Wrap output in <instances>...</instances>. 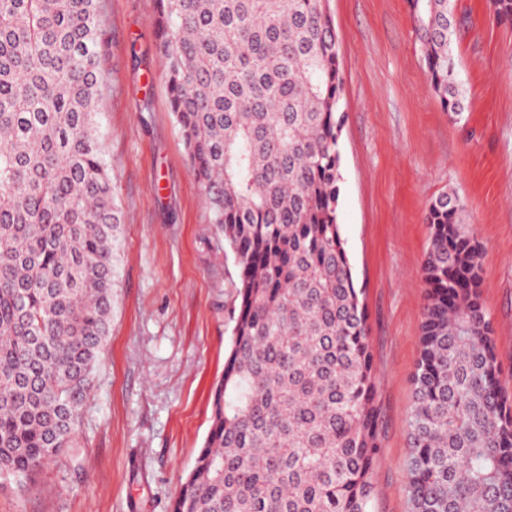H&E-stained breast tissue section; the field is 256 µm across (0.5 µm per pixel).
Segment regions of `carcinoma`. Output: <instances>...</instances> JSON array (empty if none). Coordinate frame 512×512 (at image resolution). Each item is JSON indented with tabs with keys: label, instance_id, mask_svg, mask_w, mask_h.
Returning <instances> with one entry per match:
<instances>
[{
	"label": "carcinoma",
	"instance_id": "cac0c4a2",
	"mask_svg": "<svg viewBox=\"0 0 512 512\" xmlns=\"http://www.w3.org/2000/svg\"><path fill=\"white\" fill-rule=\"evenodd\" d=\"M171 111L238 271L210 427L171 512H373L383 422L337 212L343 75L327 0H157ZM443 111L449 0H410ZM512 24V0H492ZM96 0H0V476L73 447L109 337L122 211L99 132ZM464 205L426 210L413 512H512V396Z\"/></svg>",
	"mask_w": 512,
	"mask_h": 512
}]
</instances>
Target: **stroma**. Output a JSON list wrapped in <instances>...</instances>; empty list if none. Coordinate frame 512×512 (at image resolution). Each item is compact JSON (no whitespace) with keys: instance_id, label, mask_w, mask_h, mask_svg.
<instances>
[{"instance_id":"stroma-1","label":"stroma","mask_w":512,"mask_h":512,"mask_svg":"<svg viewBox=\"0 0 512 512\" xmlns=\"http://www.w3.org/2000/svg\"><path fill=\"white\" fill-rule=\"evenodd\" d=\"M466 110L434 95L408 0H329L343 73L338 222L368 311L383 439L376 512H412L408 423L429 202L456 192L481 243L483 302L512 390V26L452 0ZM101 134L123 213L110 335L72 450L0 480V512H170L207 436L238 272L170 108L156 0H99Z\"/></svg>"}]
</instances>
